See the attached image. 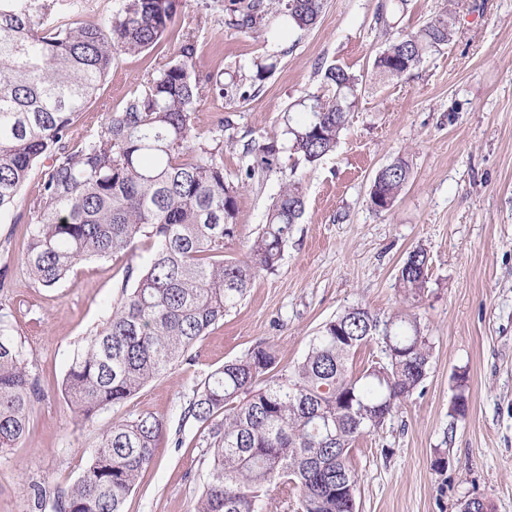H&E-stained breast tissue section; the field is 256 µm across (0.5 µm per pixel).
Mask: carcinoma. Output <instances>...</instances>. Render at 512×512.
<instances>
[{
	"instance_id": "carcinoma-1",
	"label": "carcinoma",
	"mask_w": 512,
	"mask_h": 512,
	"mask_svg": "<svg viewBox=\"0 0 512 512\" xmlns=\"http://www.w3.org/2000/svg\"><path fill=\"white\" fill-rule=\"evenodd\" d=\"M326 0H278L291 28L314 26ZM57 0H0V212L14 206L33 165L49 160L29 202L23 264L29 279L55 288L81 260L126 253L150 240L151 257L103 325L73 358L64 393L90 420L129 400L184 358L244 296L255 275L275 271L305 209L301 181L284 175L266 222L246 259L221 258L235 237L238 186L224 177V138L193 142L191 112L206 92L224 84L189 67L191 33L172 29L177 0H122L103 25L56 14ZM264 0H230V24L254 28ZM453 36L452 11L418 30L391 36L374 73L395 79L419 66ZM175 38L176 58L155 68L108 121L82 141L72 127L108 76L115 54L142 53ZM362 80L328 67L320 92L287 116L282 139L249 150L245 178L283 172L293 152L314 163L334 151ZM409 178L397 159L375 176L373 195L396 201ZM426 253H409L399 270L405 298L427 283ZM376 344L382 357L355 374L349 360ZM431 343L420 320L379 316L350 307L312 337L304 359L269 379L273 347L259 342L213 372L185 412L204 426L213 464L194 512H267L274 483L297 491L296 512H356L359 477L349 456L359 437L380 428L401 400L423 383ZM465 376H457L452 414H462ZM22 344L0 311V449L25 434L37 399ZM165 426L139 415L103 430L84 475L57 493L52 512H123L143 470L153 461Z\"/></svg>"
}]
</instances>
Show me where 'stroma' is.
<instances>
[{
    "instance_id": "35a3bbf8",
    "label": "stroma",
    "mask_w": 512,
    "mask_h": 512,
    "mask_svg": "<svg viewBox=\"0 0 512 512\" xmlns=\"http://www.w3.org/2000/svg\"><path fill=\"white\" fill-rule=\"evenodd\" d=\"M381 0H326L314 28H288L275 15L246 29L229 25L212 0H179L176 27L193 19L200 77L229 84L206 95L192 114L197 143L224 131V174L236 180L247 146L279 137L287 113L318 92L322 70L362 76V90L335 151L315 163L283 157L300 178L305 212L275 272H259L244 298L192 349L134 397L79 418L62 393L73 357L105 321L128 273L150 257L147 243L107 259L77 264L46 289L23 272L32 173L15 207L0 215V307L22 343L40 397L19 443L0 452V512H35L82 476L103 428L150 414L166 430L124 512H193L212 466L202 430L183 411L213 370L265 341L276 373L306 355L320 327L350 306L420 319L433 343L423 384L383 426L360 437L351 462L359 475L358 512H460L483 498L491 512H512V0H407L379 24ZM456 33L440 52L401 78L381 82L372 64L388 34L407 33L446 8ZM176 42L142 54H117L74 139L97 130L111 107L174 57ZM274 69L253 84L257 64ZM410 178L389 210L368 203L379 169L395 159ZM271 172L242 185L224 257L241 260L281 187ZM426 250L421 298L402 297L397 276L410 252ZM465 373L467 407L450 416L456 373ZM445 458L436 469V458Z\"/></svg>"
}]
</instances>
